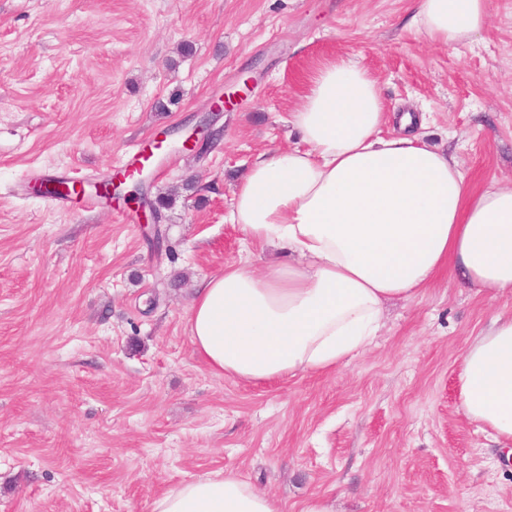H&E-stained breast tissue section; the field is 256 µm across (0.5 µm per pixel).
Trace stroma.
Wrapping results in <instances>:
<instances>
[{
  "label": "stroma",
  "mask_w": 512,
  "mask_h": 512,
  "mask_svg": "<svg viewBox=\"0 0 512 512\" xmlns=\"http://www.w3.org/2000/svg\"><path fill=\"white\" fill-rule=\"evenodd\" d=\"M417 0H0V512H152L183 480L232 471L282 512H512V464L464 415L462 356L496 298L441 272L386 304L365 354L247 383L210 372L188 331L197 284L288 262L230 221L260 153L325 61L358 57L389 115L448 147L473 189L512 183V0L445 48ZM216 133L182 141L202 118ZM162 139L142 193L155 223L100 197ZM80 183L66 202L39 174ZM171 195V205H158Z\"/></svg>",
  "instance_id": "obj_1"
}]
</instances>
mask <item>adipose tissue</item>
<instances>
[{
    "mask_svg": "<svg viewBox=\"0 0 512 512\" xmlns=\"http://www.w3.org/2000/svg\"><path fill=\"white\" fill-rule=\"evenodd\" d=\"M487 0H419L412 24L452 47L487 26ZM388 122L376 80L355 60L314 73L291 114L298 145L260 155L237 187L231 223L292 264L241 265L201 281L190 336L212 373L249 383L325 373L367 348L382 309L441 271L495 296L512 293V186L472 189L454 156ZM465 416L512 441V315L462 356ZM153 512H281L237 474L182 481Z\"/></svg>",
    "mask_w": 512,
    "mask_h": 512,
    "instance_id": "1",
    "label": "adipose tissue"
}]
</instances>
